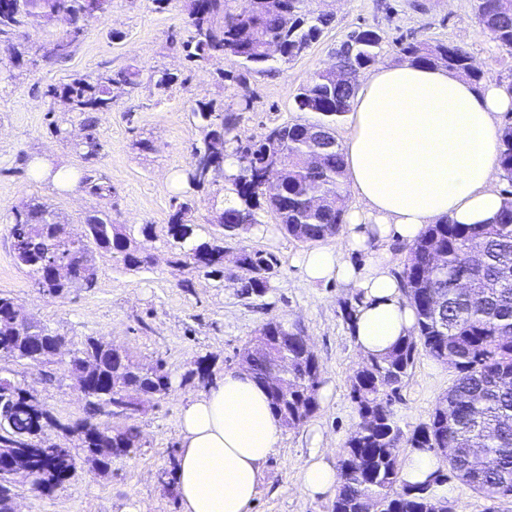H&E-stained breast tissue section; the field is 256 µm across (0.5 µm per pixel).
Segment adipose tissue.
Wrapping results in <instances>:
<instances>
[{
    "instance_id": "obj_1",
    "label": "adipose tissue",
    "mask_w": 512,
    "mask_h": 512,
    "mask_svg": "<svg viewBox=\"0 0 512 512\" xmlns=\"http://www.w3.org/2000/svg\"><path fill=\"white\" fill-rule=\"evenodd\" d=\"M511 111L510 89L409 61L379 65L356 92L345 161L363 206L348 213L341 248L308 250L298 265L308 284L333 281L361 293L350 329L363 357L386 352L415 324L387 244L411 243L430 224H487L499 214L504 198L489 188L498 169L495 117ZM372 249L377 255L366 265L347 259ZM283 431L266 388L244 368L188 400L178 422L182 512H248ZM321 444L314 435L312 461L301 472L312 496L333 494L338 483ZM441 468L423 449L400 460L402 481L437 499L448 495Z\"/></svg>"
}]
</instances>
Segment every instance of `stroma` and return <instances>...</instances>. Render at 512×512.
I'll use <instances>...</instances> for the list:
<instances>
[{
	"mask_svg": "<svg viewBox=\"0 0 512 512\" xmlns=\"http://www.w3.org/2000/svg\"><path fill=\"white\" fill-rule=\"evenodd\" d=\"M189 0H112V9L91 23L84 39L62 64H41L26 72L14 69L0 51V290L16 297L33 317L71 344L101 336L132 352L141 363L163 361L172 388L161 400H144L134 422L142 436L136 453L116 460L102 473L77 457L72 476L52 493L43 494L30 481L14 479L19 512H180L174 491V464L180 454L177 434L182 405L200 393L189 379L197 359L206 357L213 378L239 366L238 351L269 320L300 325L313 343L321 366V382L329 398L299 428L285 431L283 441L264 467L259 493L248 512H331L332 497H310L301 486V471L310 458V437L320 432L328 457L338 461L360 417L350 397V378L362 358L350 338L345 306L358 295L334 282L312 286L301 277L296 258L307 246L282 232L276 217L261 211V230H248L224 242V278L207 277L174 266L176 251L167 235L173 199H193L195 218L208 216L212 192L192 189L186 170L205 131L193 111L209 103L218 109L235 106L251 95L237 133L257 141L274 126L305 120L293 98L312 74L334 63V52L353 30L374 27L384 36L381 61L398 62L400 48L410 42L463 43L483 72V79L512 87V49L481 33L472 0H312L316 10L332 12L333 21L320 39L295 60L271 73L248 75L239 84L238 66L228 57L206 62L186 59L181 43L188 35ZM138 72L133 93L114 87L112 110L100 117L104 150L96 168L112 183L109 198L93 197L77 184L66 186L35 178L20 155L31 161L80 172L85 162L73 149L82 135L77 113L61 100L45 97L48 85L75 77L96 79L104 73ZM174 77L166 91L155 82L161 73ZM56 110L61 133L49 129L46 114ZM147 140L152 150L141 151ZM51 205L71 229H80L85 213L109 212L131 229L151 224L156 237L147 247L152 265L128 270L110 253L96 251L97 286L63 298L40 293L20 268L10 249L6 217L29 196ZM270 253L276 260L270 286L261 296H246L230 279L241 247ZM15 380L30 390L62 421L84 416L85 400L64 370L52 382L36 368L0 360ZM455 373L425 352H418L394 409L409 431L428 420ZM448 499L458 512H512V499L493 502L456 478L448 480Z\"/></svg>",
	"mask_w": 512,
	"mask_h": 512,
	"instance_id": "obj_1",
	"label": "stroma"
}]
</instances>
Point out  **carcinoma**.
Returning <instances> with one entry per match:
<instances>
[{"instance_id":"obj_1","label":"carcinoma","mask_w":512,"mask_h":512,"mask_svg":"<svg viewBox=\"0 0 512 512\" xmlns=\"http://www.w3.org/2000/svg\"><path fill=\"white\" fill-rule=\"evenodd\" d=\"M111 7L112 0H0V45L15 69L64 62L90 23ZM474 10L481 31L511 50L512 0H475ZM59 16L67 28L56 39L36 45L21 37L22 27ZM331 22L332 14L310 9L309 0H246L241 8L236 0H190V31L182 49L194 62L216 55L233 58L241 68L237 80L244 85L251 72H270L276 63L300 56ZM382 41L372 27L353 32L336 50L335 69L314 72L294 97L296 111L317 118L275 126L250 145L234 134L242 113L251 108L249 98H241L236 112L199 107L194 116L206 135L203 146L192 153L188 179L199 189L225 181L224 203L207 219V237L198 239L193 206L174 201L167 234L180 243L193 238L195 244L173 264L206 277L224 276V239L259 223L263 208L303 243L339 234L347 186L335 126L351 111L357 73L375 62ZM401 54L411 62L444 66L475 83L482 78L461 44L410 43ZM137 76L135 71L106 73L94 81L74 78L60 87L47 86L44 95L61 99L81 117L84 134L74 149L85 162L98 159L103 150L97 127L99 115L112 111V86L133 90ZM273 145L279 147L276 181L267 178ZM229 158L236 166L232 174L224 168ZM498 163L512 184L511 124L501 131ZM78 184L96 197L112 195V184L89 170L78 174ZM10 224L16 264L26 269L38 290L52 297L97 286L93 245L111 252L129 270L153 262L132 230L100 210L87 212L81 230L72 233L54 209L33 197L12 210ZM407 251L399 278L415 314L413 333L385 356L365 360L350 379L360 422L338 461L339 491L332 512H368L370 501L375 512H454L448 502L422 489L404 485L397 490L402 447L434 452L454 477L490 500L512 498V192H505L495 223L430 224ZM237 263L250 272L242 293L265 294L275 259L244 247ZM17 307L16 298L0 291V358L38 367L64 338L34 318L17 325ZM303 336L296 324L270 320L239 353L240 362L268 387L271 407L287 429L303 424L318 408L320 363ZM420 349L456 376L428 421L406 433L395 418L394 404ZM64 363L85 392V417L72 423L52 419L35 395L0 377V460L13 470L33 472L36 489L44 494L68 480L76 465L71 449L52 441L47 427L74 439L87 461L107 473L114 460L141 447V433L133 424L114 428L97 418L111 403L123 400L126 418L132 419L139 412V394L161 399L171 388L162 362L145 366L102 337L87 336L67 349ZM190 376L200 385L210 384L206 359L195 362ZM14 496L12 483L0 476V512H12Z\"/></svg>"}]
</instances>
